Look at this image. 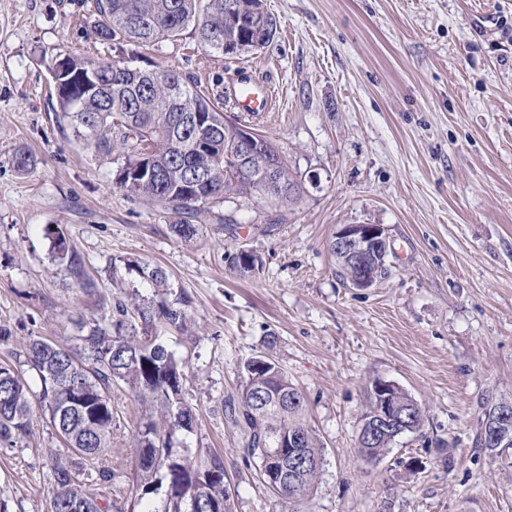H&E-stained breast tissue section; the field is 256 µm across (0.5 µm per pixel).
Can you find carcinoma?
<instances>
[{
    "mask_svg": "<svg viewBox=\"0 0 512 512\" xmlns=\"http://www.w3.org/2000/svg\"><path fill=\"white\" fill-rule=\"evenodd\" d=\"M237 2L233 10L227 0H90L93 46L59 52L48 63L59 120L83 130L94 153L118 154L116 186L174 216L171 232L186 242L198 234L194 218L212 204L227 195H261L259 184L270 164L277 163L278 188L264 199L294 200L301 181L280 148L264 136L254 158L242 163V121L226 115L179 73L103 58L99 47L172 41L191 24L204 47L217 54H224L226 44L238 55L259 51L272 42L276 23L264 0ZM54 249L79 287L94 294V281L60 234ZM328 250L335 274L350 283L358 266L336 250L334 235ZM229 260L242 277L262 269L252 250L240 249ZM129 270L151 295L136 290L126 301H117L112 314L80 322L69 345L26 340L27 376L0 364V442L29 436L33 403H39L70 451L65 458L52 457L50 512H112L114 504L95 493V487L112 484V468L96 460L112 447V387L123 384L141 406L132 439L136 477L127 490V512H185L186 504L202 505L200 512H232L223 459L212 455L199 462L176 447L178 435L194 432L196 414L182 397L185 366L163 337L196 336L188 299L173 291L170 275L159 265L134 263ZM244 372L237 406L231 408L243 435V455L270 489L288 478V441L300 439L304 461L295 481L277 496L284 502L301 499L313 492L324 464L320 442L307 424L308 402L268 357L248 360ZM395 397L408 407L406 429L386 434L372 448L357 447L362 460L381 459L399 437L423 426L422 406L401 389Z\"/></svg>",
    "mask_w": 512,
    "mask_h": 512,
    "instance_id": "1",
    "label": "carcinoma"
}]
</instances>
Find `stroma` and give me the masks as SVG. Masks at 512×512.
I'll list each match as a JSON object with an SVG mask.
<instances>
[{"label":"stroma","instance_id":"35a3bbf8","mask_svg":"<svg viewBox=\"0 0 512 512\" xmlns=\"http://www.w3.org/2000/svg\"><path fill=\"white\" fill-rule=\"evenodd\" d=\"M277 23L258 52L220 56L194 27L137 48L139 67L173 69L228 92L242 68L279 87L275 111L249 125L272 139L303 192L293 202L233 197L175 237L161 210L128 196L116 162L59 126L48 106L53 54L83 46L82 0H0V363L40 336L71 343L75 319L99 317L141 281L131 261L169 273L199 334L175 350L197 414L192 457L219 454L233 512H512V449L475 447L486 398L512 399V0H267ZM36 157L18 170L16 151ZM241 223L238 237L219 219ZM344 224H380L389 273L357 290L334 274L327 243ZM64 234L96 283L85 295L54 250ZM246 248L263 270L228 260ZM279 363L309 403L324 446L318 487L285 503L242 455L226 418L244 363ZM425 409L420 432L382 460L357 453L375 380ZM112 485L124 504L138 402L114 391ZM66 455L48 414L0 443L8 512H48L52 454ZM228 259L231 267L242 277H252L262 269L261 259L253 250L239 249Z\"/></svg>","mask_w":512,"mask_h":512}]
</instances>
